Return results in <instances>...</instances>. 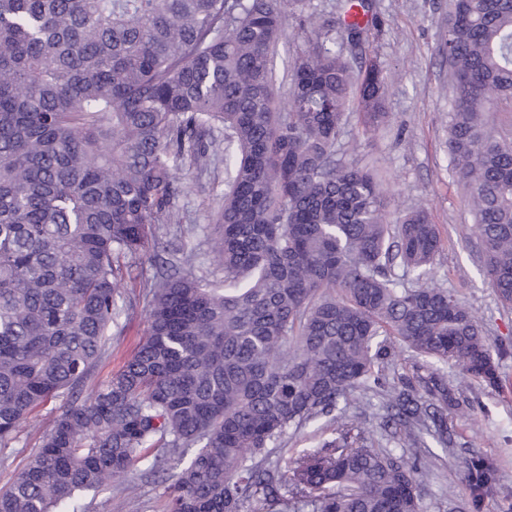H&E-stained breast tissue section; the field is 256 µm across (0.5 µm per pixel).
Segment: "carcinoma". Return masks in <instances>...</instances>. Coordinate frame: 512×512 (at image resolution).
Instances as JSON below:
<instances>
[{"label":"carcinoma","instance_id":"cac0c4a2","mask_svg":"<svg viewBox=\"0 0 512 512\" xmlns=\"http://www.w3.org/2000/svg\"><path fill=\"white\" fill-rule=\"evenodd\" d=\"M296 6L309 0H0V448L73 394L0 512H88L83 496L112 478L172 462L165 512H420L432 462L369 444L356 401L380 397L405 448L459 402L434 375L431 402L388 382L394 342L501 387L499 346L432 283L428 211L392 216L377 175L338 158L389 118L388 75L356 72L347 48L366 27L303 16L279 93L272 57ZM446 48L450 162L512 305V141L487 119L512 97V0H448ZM219 160L224 287L157 278L145 341L78 400L154 225L181 221L176 171ZM323 417L336 437L273 459ZM465 469L474 501L495 490L493 464Z\"/></svg>","mask_w":512,"mask_h":512}]
</instances>
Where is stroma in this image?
<instances>
[{"label": "stroma", "instance_id": "1", "mask_svg": "<svg viewBox=\"0 0 512 512\" xmlns=\"http://www.w3.org/2000/svg\"><path fill=\"white\" fill-rule=\"evenodd\" d=\"M376 27L368 28L362 49L363 62L380 64L390 76L387 110L390 119L369 141L358 157L374 167L387 195L389 211L399 214L422 206L437 224L442 250L431 276L435 283L454 291L482 320L487 336L507 348L498 358L502 379L494 390L463 375L458 369L398 347L388 381L408 378L423 388L433 373L447 379L459 391L463 405L446 412L448 443L412 449L379 427L385 410L381 403L363 407V416L378 448H391L413 461L428 455L436 463L435 476L420 491L422 512H512V307L497 298L484 273L480 241L473 232V216L448 155L450 86L448 62L442 42L448 26V0H368ZM183 191L177 201L181 221L161 224L157 234L163 246L143 258L127 276L123 295L131 306L113 328L109 351L87 383L94 390L120 369L144 341L148 331L147 284L168 268L176 250L187 253V271L223 286L224 272L209 250L212 212L224 193V166L196 176L181 171ZM61 404L50 400L24 419L11 447L0 449V488H8L40 448ZM493 461L499 468L497 492L473 507L463 488V463L471 454ZM165 473L134 472L117 477L97 494L87 496L89 512H163ZM457 487L449 496V487Z\"/></svg>", "mask_w": 512, "mask_h": 512}]
</instances>
